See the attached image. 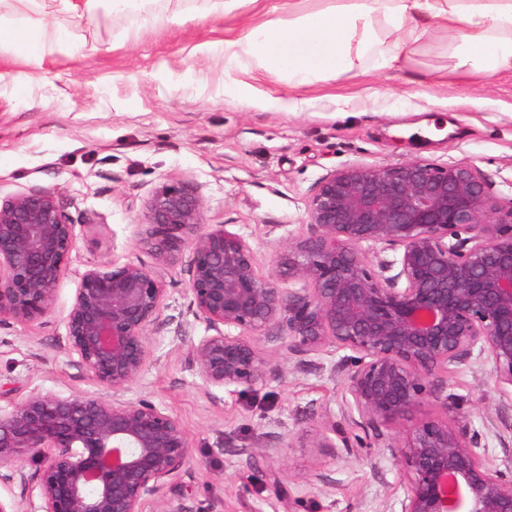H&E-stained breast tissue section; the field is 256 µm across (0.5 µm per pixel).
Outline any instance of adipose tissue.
Masks as SVG:
<instances>
[{
    "mask_svg": "<svg viewBox=\"0 0 512 512\" xmlns=\"http://www.w3.org/2000/svg\"><path fill=\"white\" fill-rule=\"evenodd\" d=\"M112 0H0V46L15 62L42 64L61 44L81 51L75 25ZM283 17L263 21L225 40L224 59L255 61L260 76L287 74L305 86L366 66L408 69L433 30L447 37L448 74L512 75V0H325L299 9L286 0Z\"/></svg>",
    "mask_w": 512,
    "mask_h": 512,
    "instance_id": "ef3b65f1",
    "label": "adipose tissue"
}]
</instances>
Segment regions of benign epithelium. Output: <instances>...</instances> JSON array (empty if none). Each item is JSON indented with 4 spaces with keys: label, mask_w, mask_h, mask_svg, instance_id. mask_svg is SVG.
<instances>
[{
    "label": "benign epithelium",
    "mask_w": 512,
    "mask_h": 512,
    "mask_svg": "<svg viewBox=\"0 0 512 512\" xmlns=\"http://www.w3.org/2000/svg\"><path fill=\"white\" fill-rule=\"evenodd\" d=\"M308 216L310 232L285 240L264 275L243 236L206 226L192 186H156L140 237L155 266L88 269L67 315L80 366L112 398L39 394L0 413V482L21 489L19 499L0 500V512H27L28 462L40 465L39 512H146L150 503L169 512L158 494L190 464L189 435L124 392L142 374L160 322L162 271L186 249L189 310L209 331L189 361L209 386L265 382L273 371L265 339L300 365L328 347L351 351L336 370L346 373L343 416L363 430L409 420L441 374L476 349L496 386L512 387V208L489 204L476 169L423 159L349 165L317 183ZM75 247V224L55 192L0 197V323L52 313ZM386 251L392 258L380 257ZM313 442L355 456L364 445L324 430ZM290 445L280 436L239 453L272 460ZM477 445L461 416L395 434L386 448L407 484L401 512H512V466L489 464ZM288 480L326 484L317 471Z\"/></svg>",
    "instance_id": "1"
}]
</instances>
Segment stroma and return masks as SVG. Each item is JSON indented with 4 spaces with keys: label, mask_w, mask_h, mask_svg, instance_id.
<instances>
[{
    "label": "stroma",
    "mask_w": 512,
    "mask_h": 512,
    "mask_svg": "<svg viewBox=\"0 0 512 512\" xmlns=\"http://www.w3.org/2000/svg\"><path fill=\"white\" fill-rule=\"evenodd\" d=\"M278 0H242L227 15L206 0H157L167 21L138 28L134 14L83 21V53L55 49L42 68L12 63L0 49V196L30 188L56 193L77 234L56 285L53 313L33 324H0V411L26 397L102 395L68 342L67 314L87 269L127 262L153 266L139 244L145 204L163 182L192 184L209 225H225L253 247L269 273L282 241L308 232L307 204L320 179L352 164L392 167L411 159L463 163L485 179L496 207H512V75H434L447 65L444 34L414 56L413 73L342 74L296 88L287 75L257 82L263 96L310 99L303 112L244 103L246 70L224 63L225 38L267 17ZM191 254L163 273L161 325L142 375L124 393L176 417L193 460L160 492L169 512H400L404 479L384 444L391 426L370 431L360 456L311 445L321 422L337 435L358 427L342 415V351L328 348L301 367L280 350L276 369L254 388L212 387L187 359L206 326L188 311ZM485 359L448 373L412 423L463 416L490 463L512 462V393L497 387ZM291 437L282 459L262 461L280 478L320 470L323 490L290 486L283 502L253 481L239 449Z\"/></svg>",
    "instance_id": "stroma-1"
}]
</instances>
